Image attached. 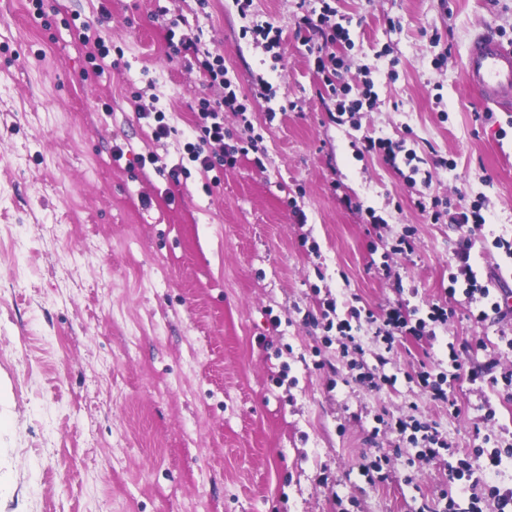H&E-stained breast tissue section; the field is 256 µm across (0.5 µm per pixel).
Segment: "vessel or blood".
I'll use <instances>...</instances> for the list:
<instances>
[{
  "mask_svg": "<svg viewBox=\"0 0 512 512\" xmlns=\"http://www.w3.org/2000/svg\"><path fill=\"white\" fill-rule=\"evenodd\" d=\"M466 78L483 104L512 112V45L492 33L477 36L466 58Z\"/></svg>",
  "mask_w": 512,
  "mask_h": 512,
  "instance_id": "obj_1",
  "label": "vessel or blood"
}]
</instances>
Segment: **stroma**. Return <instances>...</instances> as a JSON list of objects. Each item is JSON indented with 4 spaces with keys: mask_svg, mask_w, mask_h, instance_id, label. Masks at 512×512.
<instances>
[{
    "mask_svg": "<svg viewBox=\"0 0 512 512\" xmlns=\"http://www.w3.org/2000/svg\"><path fill=\"white\" fill-rule=\"evenodd\" d=\"M331 5L350 33L337 84L375 80L341 122L309 53L317 0H43L41 19L0 0V512H418L448 467L414 463L398 420L463 454L478 431L512 444V389L461 379L451 410L409 378L452 342L465 367L512 371V312L476 320L481 300L450 291L464 244L478 280L512 291L494 246L512 237V112L465 76L478 33L512 43V0ZM85 21L109 39L96 79ZM171 33L201 34L247 108L224 115L223 169L187 161L177 183L141 167L155 121L134 104L169 113L176 160L223 90ZM367 136L415 150L430 184L358 154ZM421 195L486 222L433 221ZM435 305L437 337L389 349L365 323L356 357L332 327L352 307ZM382 454L393 476L368 484L359 466Z\"/></svg>",
    "mask_w": 512,
    "mask_h": 512,
    "instance_id": "obj_1",
    "label": "stroma"
}]
</instances>
